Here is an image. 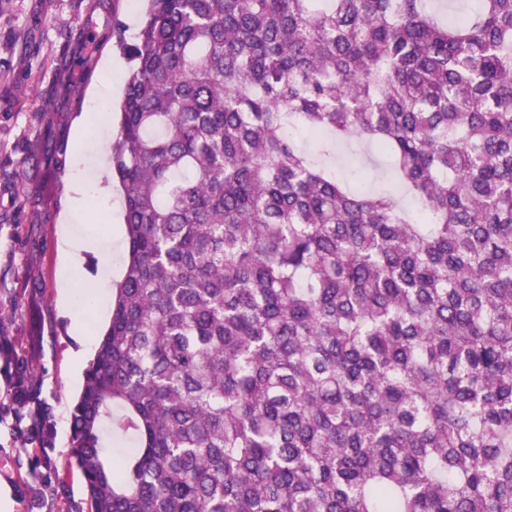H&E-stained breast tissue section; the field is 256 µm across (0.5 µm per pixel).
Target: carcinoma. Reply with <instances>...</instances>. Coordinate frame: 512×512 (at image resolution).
<instances>
[{
  "label": "carcinoma",
  "instance_id": "carcinoma-1",
  "mask_svg": "<svg viewBox=\"0 0 512 512\" xmlns=\"http://www.w3.org/2000/svg\"><path fill=\"white\" fill-rule=\"evenodd\" d=\"M481 2L150 0L119 38L127 262L71 419L89 512H512V0ZM352 138L415 207L342 182ZM8 398L52 447L22 354ZM63 486L45 460L28 492ZM101 434L102 448L106 450L115 465L119 464L125 451L133 447L131 439L112 431V420H107L102 424Z\"/></svg>",
  "mask_w": 512,
  "mask_h": 512
}]
</instances>
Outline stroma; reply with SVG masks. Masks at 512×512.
Instances as JSON below:
<instances>
[{
	"label": "stroma",
	"instance_id": "1",
	"mask_svg": "<svg viewBox=\"0 0 512 512\" xmlns=\"http://www.w3.org/2000/svg\"><path fill=\"white\" fill-rule=\"evenodd\" d=\"M144 0H0V512H75L85 506L80 471L72 462L71 412L83 384L75 360L78 335L97 340L107 325L116 279L97 278L113 256L118 225L111 196L89 192L85 210L65 214L67 183L93 180L118 127L113 110L129 68L116 45L118 30L134 35ZM111 60V71L102 63ZM99 129L76 137L78 118ZM100 242L70 273L57 251L60 220ZM71 278L81 327L60 310L58 285ZM26 355L52 405L55 446L49 452L63 491L33 501L27 491L35 451L13 435L6 399L8 353Z\"/></svg>",
	"mask_w": 512,
	"mask_h": 512
}]
</instances>
